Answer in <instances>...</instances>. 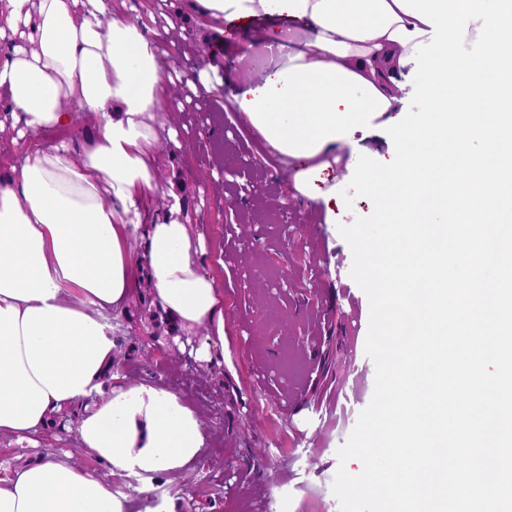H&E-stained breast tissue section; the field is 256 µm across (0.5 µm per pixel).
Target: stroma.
Masks as SVG:
<instances>
[{"label":"stroma","mask_w":512,"mask_h":512,"mask_svg":"<svg viewBox=\"0 0 512 512\" xmlns=\"http://www.w3.org/2000/svg\"><path fill=\"white\" fill-rule=\"evenodd\" d=\"M188 0H112V10L156 36L164 73L218 66L224 84L198 96L166 86L162 128L178 130L182 146H159L158 183H173L187 220L204 231L213 259L224 262V366L208 367L189 353H174L167 338L141 335L140 321L112 315L115 340L133 349L122 381L158 382L202 417L210 432L203 459L184 475L144 483L116 477L129 512H160L168 498L195 500V512H340L333 493L337 451L369 404L375 381L365 353L369 301L351 277L349 245L338 224L373 210L364 198L336 221L322 223L305 205L278 208L291 193L288 171L229 102L266 22L204 28ZM185 20L168 26L167 16ZM90 125L76 113L71 128L17 138L0 136V172L24 152L67 142L81 158ZM74 429L47 430L26 445L28 457L63 458L104 472L79 451Z\"/></svg>","instance_id":"35a3bbf8"}]
</instances>
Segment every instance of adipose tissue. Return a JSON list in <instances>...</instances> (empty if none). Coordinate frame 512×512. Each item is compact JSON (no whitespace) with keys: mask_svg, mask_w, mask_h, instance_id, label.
Instances as JSON below:
<instances>
[{"mask_svg":"<svg viewBox=\"0 0 512 512\" xmlns=\"http://www.w3.org/2000/svg\"><path fill=\"white\" fill-rule=\"evenodd\" d=\"M213 30L273 19L264 39L276 55L247 75L232 97L287 68L333 64L372 83L393 116L404 89L395 76L412 49L389 35L420 21L393 0H191ZM156 39L113 13L112 0H0V129L70 127L75 111L94 114L81 161L66 149L38 148L0 176V436L17 443L76 413L79 443L107 475L47 458L0 465V512H126L110 476L176 478L208 446L200 415L155 382L112 374L116 344L107 313L123 312L133 269L143 271L155 310L185 335L190 352L224 364V288L207 242L192 233L172 186L154 179V144L164 84L211 91L216 66L190 76L163 73ZM348 139L325 141L309 156L270 148L287 167L292 201L336 197V165ZM170 198L167 216L143 221L153 195ZM141 240L133 252L132 237Z\"/></svg>","mask_w":512,"mask_h":512,"instance_id":"1","label":"adipose tissue"}]
</instances>
